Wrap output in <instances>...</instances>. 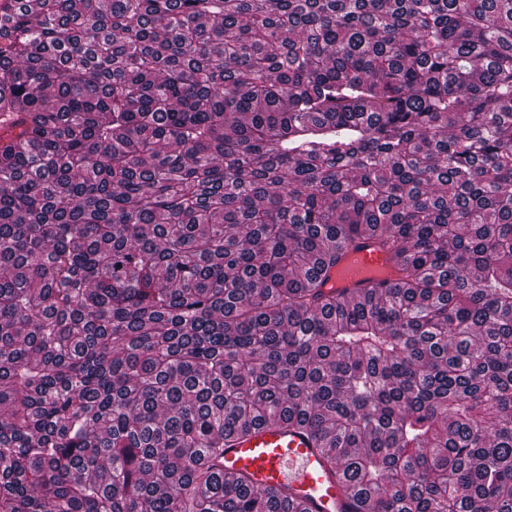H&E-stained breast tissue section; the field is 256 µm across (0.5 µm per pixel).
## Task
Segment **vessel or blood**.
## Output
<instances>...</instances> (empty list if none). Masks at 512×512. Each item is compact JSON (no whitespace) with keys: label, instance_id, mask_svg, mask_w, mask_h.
Wrapping results in <instances>:
<instances>
[{"label":"vessel or blood","instance_id":"vessel-or-blood-1","mask_svg":"<svg viewBox=\"0 0 512 512\" xmlns=\"http://www.w3.org/2000/svg\"><path fill=\"white\" fill-rule=\"evenodd\" d=\"M395 271L385 251L359 240L341 257L330 284L357 296L377 278L392 279ZM248 475L260 490L288 489L308 503L311 512H349L351 502L342 484L325 465L319 449L301 434L268 424L224 451V476Z\"/></svg>","mask_w":512,"mask_h":512}]
</instances>
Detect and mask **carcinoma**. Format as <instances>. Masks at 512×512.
Returning <instances> with one entry per match:
<instances>
[{
  "instance_id": "cac0c4a2",
  "label": "carcinoma",
  "mask_w": 512,
  "mask_h": 512,
  "mask_svg": "<svg viewBox=\"0 0 512 512\" xmlns=\"http://www.w3.org/2000/svg\"><path fill=\"white\" fill-rule=\"evenodd\" d=\"M267 424L512 512V0H0V512H310ZM376 271L383 273L375 276ZM394 277L387 253L374 243L358 240L342 255L327 286L346 289L350 295L358 296L373 288L375 282ZM248 475L260 490L287 488L311 512L352 509L342 484L325 465L318 448L301 434L268 424L224 449V478Z\"/></svg>"
}]
</instances>
